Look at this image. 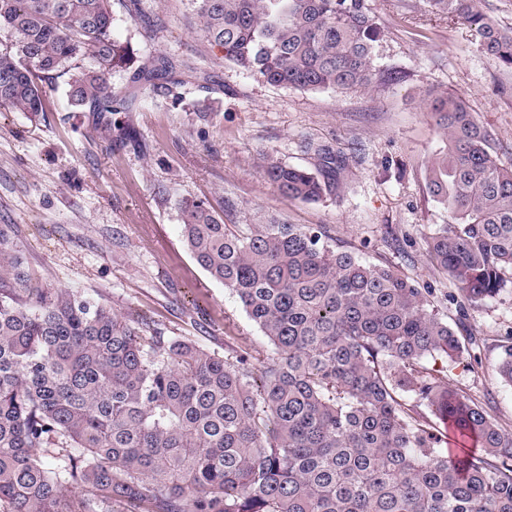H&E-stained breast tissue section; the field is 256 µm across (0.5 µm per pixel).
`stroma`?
I'll list each match as a JSON object with an SVG mask.
<instances>
[{
  "instance_id": "stroma-1",
  "label": "stroma",
  "mask_w": 512,
  "mask_h": 512,
  "mask_svg": "<svg viewBox=\"0 0 512 512\" xmlns=\"http://www.w3.org/2000/svg\"><path fill=\"white\" fill-rule=\"evenodd\" d=\"M112 0V36L139 57L169 55L214 71L217 86L142 90L137 111L113 121L72 113L63 85L46 86V116L0 108V225L33 284L102 298L147 318L160 335L218 356L262 364L271 346L236 296L209 277L184 244L177 207L208 202L229 225L324 226L334 244L428 289L435 310L480 348L428 373L477 402L512 434V386L496 374L497 346L512 335V291L462 304L432 264L424 238L447 223L426 169L444 142L424 101L463 97L512 164V71L482 53L464 26L428 0H369L382 31L379 81L345 91L272 86L223 59L206 41L190 0ZM342 159L339 187L306 203L276 191L261 158L324 170Z\"/></svg>"
}]
</instances>
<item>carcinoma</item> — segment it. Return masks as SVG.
Wrapping results in <instances>:
<instances>
[{
	"mask_svg": "<svg viewBox=\"0 0 512 512\" xmlns=\"http://www.w3.org/2000/svg\"><path fill=\"white\" fill-rule=\"evenodd\" d=\"M209 44L256 79L302 90L368 88L381 37L368 0H192ZM512 70V27L481 0H429ZM112 0H0V107L40 118L44 85L73 112H114L112 74L157 86L211 72L137 62L112 38ZM445 139L427 185L448 223L426 251L477 303L512 270V166L463 98L429 95ZM264 178L314 202L337 182L271 157ZM195 261L236 295L272 345L260 367L149 331L68 288H37L0 228V509L3 512H512V435L424 371L458 362L457 331L414 283L334 248L321 226L232 230L179 204ZM499 377L512 385V338ZM425 403L483 449L454 464ZM56 465L50 466L45 456Z\"/></svg>",
	"mask_w": 512,
	"mask_h": 512,
	"instance_id": "cac0c4a2",
	"label": "carcinoma"
}]
</instances>
